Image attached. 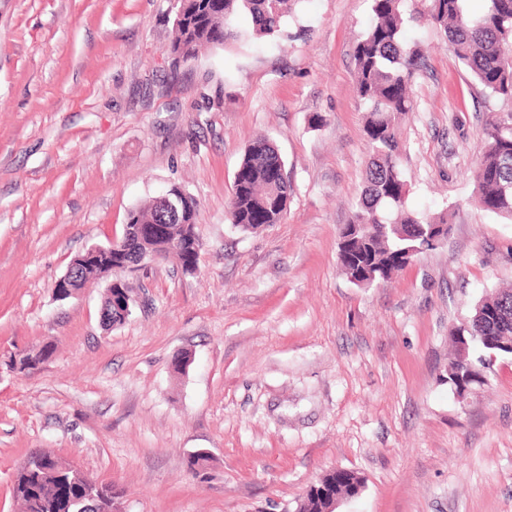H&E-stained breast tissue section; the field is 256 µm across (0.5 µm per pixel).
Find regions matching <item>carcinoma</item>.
Masks as SVG:
<instances>
[{
    "label": "carcinoma",
    "mask_w": 512,
    "mask_h": 512,
    "mask_svg": "<svg viewBox=\"0 0 512 512\" xmlns=\"http://www.w3.org/2000/svg\"><path fill=\"white\" fill-rule=\"evenodd\" d=\"M405 0H371L373 24L354 48L356 94L366 105L364 132L369 149L365 184L350 220L362 228L348 242L341 269L356 286L372 287L382 281L361 283L372 273H387L411 261L407 250L420 254L432 248L426 238L429 224H446L441 214L426 219L408 205L407 181L400 165L399 123L413 110L410 83L423 65V54L404 41L406 19L431 21L444 34L448 49L472 77L493 97L512 99V0H482L477 15L467 12V0H413L425 7L404 13ZM298 0H178L173 17L175 37L169 46L172 67L196 60L204 48L223 49L239 40H264L284 36L288 18ZM251 20L242 30L240 17ZM485 147L476 171L480 207L512 221V167L504 156L512 155V112L499 115L484 128ZM290 200L285 164L266 137L255 138L246 148L236 170L227 220L240 232L254 233L266 224L281 222ZM178 212L161 211L157 200L132 208L129 227L165 225L168 247L157 250L158 259L173 260L183 271L195 272L199 249L180 248L187 233H195L197 202L176 198ZM113 258L86 266L74 282L78 291L89 280L109 275ZM104 317L111 327H120L128 317L104 301ZM465 336L468 359L478 364L479 355L491 351L496 337H512V291H502L479 302L474 313L456 329ZM53 348L45 345L18 359V370L36 368L48 360ZM479 370L450 360L448 379L461 395L474 384ZM361 477L353 472L336 476L329 471L309 487L298 512H321L324 493L349 495ZM12 493L22 512H104V500L81 471L62 462L53 452L32 454L15 476Z\"/></svg>",
    "instance_id": "carcinoma-1"
}]
</instances>
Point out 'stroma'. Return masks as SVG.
<instances>
[{
	"label": "stroma",
	"mask_w": 512,
	"mask_h": 512,
	"mask_svg": "<svg viewBox=\"0 0 512 512\" xmlns=\"http://www.w3.org/2000/svg\"><path fill=\"white\" fill-rule=\"evenodd\" d=\"M172 17V0H0V512H19L36 450L118 486L124 512H296L336 469L364 481L337 512H512V357L462 399L447 373L455 327L512 285V222L474 185L484 127L512 102L434 26H406L425 58L399 125L408 203L449 232L360 288L337 251L368 160L353 51L370 0H300L286 37L176 70ZM259 136L292 194L244 235L226 211ZM174 184L199 204L197 271L125 273L137 304L114 329L106 280L56 297L75 255ZM46 344L38 369L9 367Z\"/></svg>",
	"instance_id": "35a3bbf8"
}]
</instances>
